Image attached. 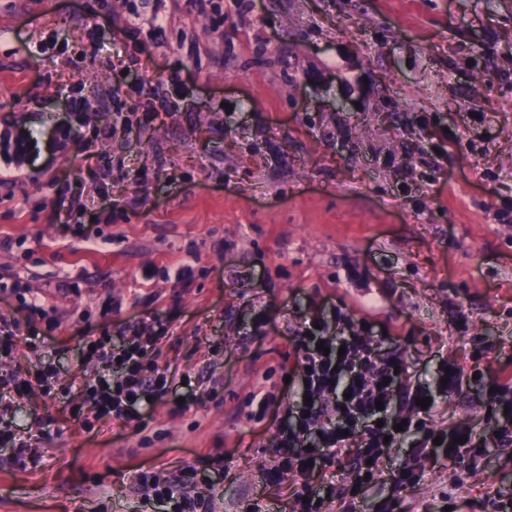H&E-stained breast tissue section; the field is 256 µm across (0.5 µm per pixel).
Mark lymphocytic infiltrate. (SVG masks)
Listing matches in <instances>:
<instances>
[{
  "instance_id": "obj_1",
  "label": "lymphocytic infiltrate",
  "mask_w": 512,
  "mask_h": 512,
  "mask_svg": "<svg viewBox=\"0 0 512 512\" xmlns=\"http://www.w3.org/2000/svg\"><path fill=\"white\" fill-rule=\"evenodd\" d=\"M336 333L304 321L293 337L295 360L289 369L302 386V400L289 405L284 425L276 437L280 460L275 471L299 476L318 475L320 486L304 485L295 512H325L336 484L326 467L351 455L355 458L345 480L350 497H360L380 479V464L390 446L411 440L418 456L442 453L451 466L489 444L512 447V378L491 372L479 357L469 363L449 361L440 396L477 385L485 390L490 426L478 431L465 424L445 427L433 420L432 409L419 402L428 391L412 380L401 353L378 354L380 336L352 314H340ZM160 341L157 332L135 328L123 349L114 350L104 337L90 339L104 374L86 380L90 410L96 420L112 419L123 426L141 421L140 408L147 399L164 397L171 389L166 372L149 366ZM141 502L149 508L161 503L174 512H211L212 499L195 492L192 471L172 481L139 474Z\"/></svg>"
}]
</instances>
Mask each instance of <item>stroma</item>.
Listing matches in <instances>:
<instances>
[{
	"mask_svg": "<svg viewBox=\"0 0 512 512\" xmlns=\"http://www.w3.org/2000/svg\"><path fill=\"white\" fill-rule=\"evenodd\" d=\"M0 0V121L35 142L12 193L0 190V318L26 320L21 297L47 311V338L21 348L28 369L53 363L58 394L14 393L13 424L45 425L32 448H0V512H139V472L195 468L215 512H294L299 477L276 475L272 412L291 338L334 309L376 324L413 380L434 388L443 360L480 350L512 377V0ZM98 24L93 47L75 17ZM59 30L63 55L37 56ZM130 58L125 74L115 55ZM180 72L173 111L139 127L149 87ZM61 83L82 84L98 154L144 170L114 180L109 200L87 178L85 210L54 219L61 189L85 165L80 142L57 140ZM131 106L112 128L105 94ZM112 243L94 248L83 227ZM193 267L190 283L176 269ZM158 315L174 327L153 356L178 382L143 411L140 429H93L80 391L95 371L84 337ZM199 378L188 389L180 377ZM436 422L487 426L479 386L438 399ZM490 445L465 465L423 462L399 487L404 443L378 485L330 512H481L512 494V468Z\"/></svg>",
	"mask_w": 512,
	"mask_h": 512,
	"instance_id": "1",
	"label": "stroma"
}]
</instances>
